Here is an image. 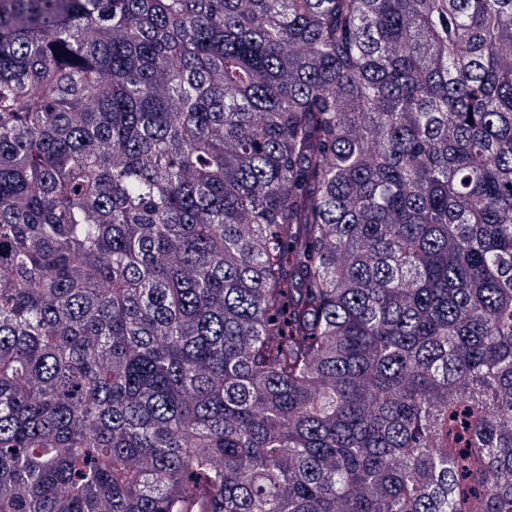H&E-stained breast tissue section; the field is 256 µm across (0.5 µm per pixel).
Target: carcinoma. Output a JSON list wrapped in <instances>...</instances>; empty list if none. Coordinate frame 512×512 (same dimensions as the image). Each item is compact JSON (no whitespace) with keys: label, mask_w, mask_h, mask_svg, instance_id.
<instances>
[{"label":"carcinoma","mask_w":512,"mask_h":512,"mask_svg":"<svg viewBox=\"0 0 512 512\" xmlns=\"http://www.w3.org/2000/svg\"><path fill=\"white\" fill-rule=\"evenodd\" d=\"M0 512H512V0H0Z\"/></svg>","instance_id":"1"}]
</instances>
